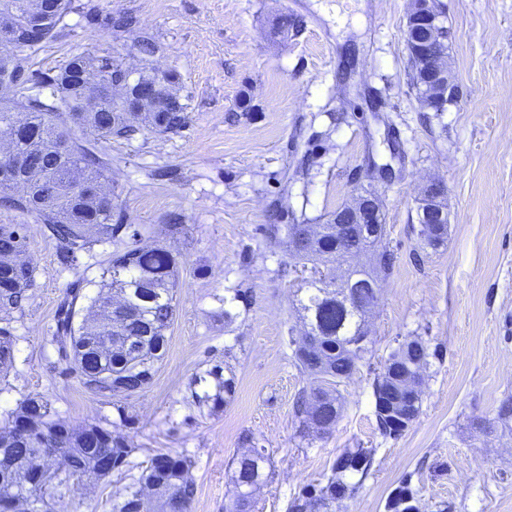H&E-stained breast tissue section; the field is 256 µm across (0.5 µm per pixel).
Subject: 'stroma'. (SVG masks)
<instances>
[{"mask_svg":"<svg viewBox=\"0 0 512 512\" xmlns=\"http://www.w3.org/2000/svg\"><path fill=\"white\" fill-rule=\"evenodd\" d=\"M442 2L458 93L434 112L412 84L411 0H73L31 65L56 70L84 53L177 75L184 128L101 147L114 211L137 230L135 245L166 240L173 213L184 231L167 352L145 390L105 398L69 373L50 336L69 283L97 292L112 243L65 269L33 218L0 208V224L26 226L35 268L33 297L11 322L0 421L38 395L70 425L110 427L135 449L128 472L49 485L50 512H112L159 451L191 458L190 512H225L246 433L269 456L255 512H288L353 448L371 449V466L350 475L357 492L327 512H387L406 484L419 512H512V418L498 415L512 400V0ZM119 14L134 17L132 31L112 29ZM284 15L301 18L300 29L280 33ZM144 37L158 47L147 63ZM430 181L448 203V240L436 250L417 220ZM356 186L382 201L395 266L369 318L370 351L340 387L336 425L302 438L292 406L310 379L289 339L303 329L307 273L267 229L326 223ZM408 336L437 355L422 373L417 417L386 438L372 384ZM227 378L234 397L214 403Z\"/></svg>","mask_w":512,"mask_h":512,"instance_id":"1","label":"stroma"}]
</instances>
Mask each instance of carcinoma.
I'll list each match as a JSON object with an SVG mask.
<instances>
[{
  "instance_id": "obj_1",
  "label": "carcinoma",
  "mask_w": 512,
  "mask_h": 512,
  "mask_svg": "<svg viewBox=\"0 0 512 512\" xmlns=\"http://www.w3.org/2000/svg\"><path fill=\"white\" fill-rule=\"evenodd\" d=\"M73 9L72 0H0V25L11 28L13 45L0 44V71L10 66V80L17 83L14 97L0 104V129L11 124L13 113L27 112L29 134L11 143L0 170V206L21 211L41 224L43 234L54 242L58 263L65 268L79 264L83 253L95 244L110 241L116 246L104 268L99 291L89 296L83 287H70L62 300L53 330L52 342L70 363V371L94 394L128 397L146 389L156 364L164 357L167 335L177 310V284L180 253L166 244L150 247L130 246L125 241L128 225L113 220L112 195L86 193V187L103 186L106 165L97 144L74 140L69 128L88 131L98 139H131L145 129L177 133L186 124L184 106L175 91L173 73H139L138 83L159 81L170 99L165 109L143 103L138 110L128 109L127 99L96 95L92 85H110L126 74L121 65L108 58L84 54L72 56L57 72L30 71L27 64L46 43L59 34V25ZM41 11L50 17L42 30L33 32L25 25L27 15ZM430 32L412 28L406 45L413 66H418L415 48ZM420 96L448 100V89L412 74ZM300 225L289 228L288 243L294 253L320 264L336 277V225H324V233L312 248L299 244ZM369 240L376 253L372 269L349 267L341 277L345 282L378 278L386 281L393 271V254L383 245L386 225L371 229ZM424 245L436 249L448 236L446 224H424ZM26 250L22 224L0 225V373L13 364V339L5 317L27 305L35 268L19 259ZM125 296L121 311L105 312L101 305L113 291ZM353 306H336V288L311 280L301 289L298 311L307 328L310 343L290 339L295 366L311 378L297 396L294 415L301 432L328 431L339 419L341 394L338 386L349 379L368 352L371 339L366 316L379 302L381 288L358 285L353 288ZM85 299L88 304L78 305ZM103 336H119L121 341L100 358L95 347ZM429 346L419 340H405L390 354L373 382L376 420L381 434L395 437L419 413L420 398L410 399V391L391 372L403 371L417 378L428 364ZM248 445L237 461L234 486L237 498L231 512H252L254 497L263 482L266 450L255 446L246 434ZM42 448H64L71 466L97 472L98 462L112 451L116 471L128 465L135 452L128 440L100 424L74 428L56 417L49 402L41 396L23 400L11 419L0 426V501L15 498L12 488L26 476L25 467ZM371 452L365 448L345 451L332 468L326 484H310L289 505V512H312L316 506L351 495L355 487L345 480L351 472L365 473ZM192 461L171 452L154 454L141 474L139 483L155 488L157 501L168 512H189L195 496L190 477ZM413 491L402 487L389 501V512H416ZM114 512H151V502L140 490L129 487L123 500L113 505Z\"/></svg>"
}]
</instances>
